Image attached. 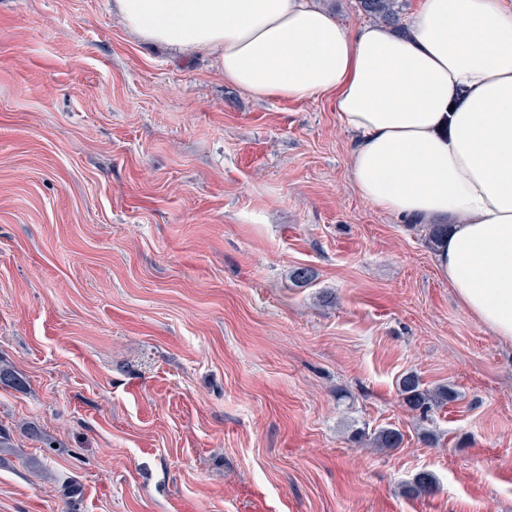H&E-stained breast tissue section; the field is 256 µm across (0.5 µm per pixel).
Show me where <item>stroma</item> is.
Wrapping results in <instances>:
<instances>
[{
    "mask_svg": "<svg viewBox=\"0 0 512 512\" xmlns=\"http://www.w3.org/2000/svg\"><path fill=\"white\" fill-rule=\"evenodd\" d=\"M354 139L112 0H0V512H512V345ZM408 371L456 400L410 411Z\"/></svg>",
    "mask_w": 512,
    "mask_h": 512,
    "instance_id": "1",
    "label": "stroma"
}]
</instances>
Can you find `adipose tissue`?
<instances>
[{
	"label": "adipose tissue",
	"instance_id": "adipose-tissue-1",
	"mask_svg": "<svg viewBox=\"0 0 512 512\" xmlns=\"http://www.w3.org/2000/svg\"><path fill=\"white\" fill-rule=\"evenodd\" d=\"M133 36L215 57L259 99L331 97L351 175L379 209L448 231L441 276L512 345V10L422 0L403 28H350L312 0H114Z\"/></svg>",
	"mask_w": 512,
	"mask_h": 512
}]
</instances>
